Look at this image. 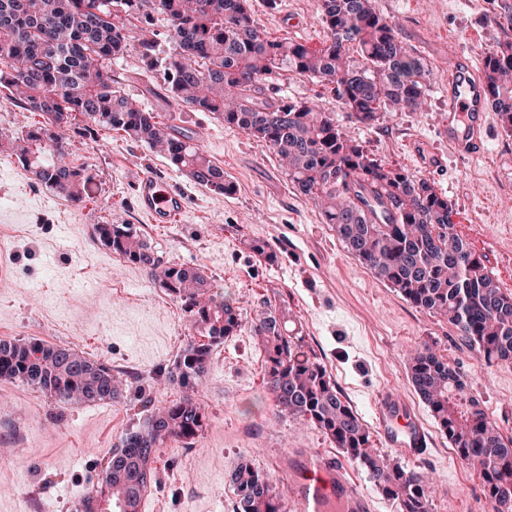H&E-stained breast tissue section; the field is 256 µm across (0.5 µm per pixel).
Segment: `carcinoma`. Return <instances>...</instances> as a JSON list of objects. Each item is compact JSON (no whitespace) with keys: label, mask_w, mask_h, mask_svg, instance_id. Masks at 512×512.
Segmentation results:
<instances>
[{"label":"carcinoma","mask_w":512,"mask_h":512,"mask_svg":"<svg viewBox=\"0 0 512 512\" xmlns=\"http://www.w3.org/2000/svg\"><path fill=\"white\" fill-rule=\"evenodd\" d=\"M166 16L174 100L211 112L264 144L288 166L297 191L333 225L347 251L414 306L448 317L457 336L487 362L512 363V292L501 288L484 257L453 230L454 208L427 180L370 156L315 101L261 99L265 84L288 73L333 86L348 117L370 123L388 108L424 112L427 64L375 12L371 0H321L324 45L271 39L247 0H0V87L45 123L0 139L42 184L67 200H84L89 169L66 162L65 128L77 116L85 131L120 130L155 149L196 183L224 195L233 185L224 169L175 126L134 106L114 85L112 60L130 47L128 25L151 12ZM367 62L351 65L350 49ZM488 98L512 131V42L489 52ZM100 242L143 266L191 317L200 339L180 350L169 380L187 394L151 415L112 453L83 512H137L154 481L156 453L166 439L188 444L206 414L188 394L201 380L214 346L241 325L239 310L212 288L198 268L162 263L129 224H99ZM251 324L265 353L276 407L319 428L399 512H431V483L372 447L370 433L344 401L326 366L304 337L288 329V315L272 308ZM413 387L460 459L475 464L491 512H512V436L506 437L466 392L459 369L430 344L409 353ZM0 377L27 382L60 403L116 398L112 367L66 345L36 339L0 340ZM237 512H284L285 495L249 465L233 474Z\"/></svg>","instance_id":"cac0c4a2"}]
</instances>
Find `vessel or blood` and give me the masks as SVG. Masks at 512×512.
<instances>
[{"label":"vessel or blood","mask_w":512,"mask_h":512,"mask_svg":"<svg viewBox=\"0 0 512 512\" xmlns=\"http://www.w3.org/2000/svg\"><path fill=\"white\" fill-rule=\"evenodd\" d=\"M487 85L483 65L453 54L445 90L446 137L449 152L457 157L475 158L487 150ZM137 189L140 208L152 222L166 224L182 214V197L153 174L143 175ZM375 422L406 460L416 462L426 455L429 436L395 392L381 395L375 406ZM288 468L294 486L290 512H370L369 502L353 488L338 459L324 454L296 455L290 458Z\"/></svg>","instance_id":"1"}]
</instances>
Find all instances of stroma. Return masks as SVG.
Segmentation results:
<instances>
[{
  "instance_id": "stroma-1",
  "label": "stroma",
  "mask_w": 512,
  "mask_h": 512,
  "mask_svg": "<svg viewBox=\"0 0 512 512\" xmlns=\"http://www.w3.org/2000/svg\"><path fill=\"white\" fill-rule=\"evenodd\" d=\"M321 0H249L261 29L273 39L320 48ZM393 19L400 39L430 68L429 111H382L376 121L348 119L330 86L292 75L266 84L268 97L315 100L335 112L349 136L370 154L433 180L454 207L453 229L483 255L501 288L512 292V132L490 115L485 157L448 154L443 88L452 50L483 60L488 49L512 41V0H372ZM153 51L142 57L139 43ZM129 51L112 62L124 93L157 120L176 125L224 169L233 195L215 196L163 155L124 132L82 134L69 127L68 160L89 168L92 192L68 201L33 179L17 157L0 151V339L66 344L115 366L120 393L109 401L61 404L17 379L0 378V512H38L53 499L58 512L94 489L112 452L157 407L180 397L165 382L177 340L194 330L150 296L160 286L141 266L119 259L98 240L99 224H129L164 263L200 268L213 287L235 300L246 318L235 335L214 347L196 396L208 412L202 433L187 444L166 440L145 496L147 512H235L231 480L247 462L285 486L289 449L340 457L314 425L278 412L268 390L265 354L249 318L264 301L286 309L290 327L304 336L327 367L343 398L372 431L373 444L391 457L374 429L380 393L395 390L420 418L430 453L416 472L434 482L433 512H474L482 495L477 470L467 467L416 393L407 354L429 343L464 375L488 418L512 436V364L487 363L441 316L421 310L344 248L319 209L298 194L275 154L209 112L177 104L169 95L173 45L165 16L136 21ZM419 140L446 151L448 173L434 178L407 148ZM181 194L185 210L172 224H154L137 204L144 172ZM268 242L273 260L257 257L248 242Z\"/></svg>"
}]
</instances>
